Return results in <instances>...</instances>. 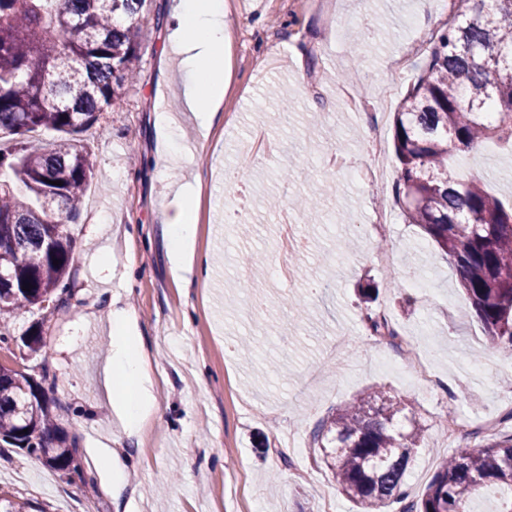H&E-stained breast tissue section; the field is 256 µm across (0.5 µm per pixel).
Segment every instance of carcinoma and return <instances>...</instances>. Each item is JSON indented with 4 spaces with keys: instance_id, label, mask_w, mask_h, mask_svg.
Here are the masks:
<instances>
[{
    "instance_id": "obj_1",
    "label": "carcinoma",
    "mask_w": 512,
    "mask_h": 512,
    "mask_svg": "<svg viewBox=\"0 0 512 512\" xmlns=\"http://www.w3.org/2000/svg\"><path fill=\"white\" fill-rule=\"evenodd\" d=\"M454 21L408 86L394 125L398 198L449 260L489 346L512 359V206L451 168L487 140L512 149V0H455ZM146 0H0V343L9 319L68 292L81 200L94 178L83 134L138 79ZM43 130L42 143L29 133ZM63 185L57 186L55 182ZM59 264H53V260ZM33 285L28 291L25 284ZM0 365V448H19L58 473L76 440L55 422L54 397ZM402 403L363 392L314 432L320 459L362 512H472L488 485L512 490V434L459 449L421 498L401 490L423 429L398 422ZM0 512H47L0 491Z\"/></svg>"
}]
</instances>
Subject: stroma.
<instances>
[{
  "label": "stroma",
  "instance_id": "1",
  "mask_svg": "<svg viewBox=\"0 0 512 512\" xmlns=\"http://www.w3.org/2000/svg\"><path fill=\"white\" fill-rule=\"evenodd\" d=\"M176 0H147L159 26L140 36V76L84 134L96 176L71 225L74 261L64 308L32 309L10 319L12 340L0 363L48 365L57 377L58 424L79 439L78 482L70 483L21 450L0 459V490L42 503L48 512H361L314 451L321 421L372 388L411 404L425 439L407 470L405 488L419 497L439 463L456 452L439 427L444 412L473 421L512 405V362L487 348L454 268L416 226L395 196L393 145L399 99L383 100L389 84L407 89L424 59L412 56L418 35L440 33L453 0H224L231 78L223 119L208 136L180 110L185 75L168 38ZM375 29L369 41L352 30ZM304 85H297V76ZM275 85L287 101L266 98ZM363 105L348 108L345 91ZM171 111L181 125L169 143L154 127ZM383 144L389 181L367 178L373 140ZM285 145L259 157V144ZM196 146L184 166L180 144ZM341 154L346 171L326 168ZM240 179L225 185L224 172ZM456 172L512 202V151L462 154ZM202 179L194 249L207 267L185 280L168 259L163 214L169 179ZM320 197L306 219L288 209L295 196ZM388 205L392 220L375 221ZM242 218L228 221L225 208ZM305 237L298 275L283 256L287 224ZM112 264L103 267V253ZM390 256L391 265L377 260ZM427 281L416 292L404 269ZM133 311L131 332L151 357L158 409L134 435L114 422L99 377L112 312ZM386 312L408 336L397 349L370 336L366 311ZM43 322V345L22 339ZM252 344L244 359L237 343ZM482 353L472 362L470 351ZM425 363L445 393L429 394L416 371ZM118 456L129 483L114 495L100 459Z\"/></svg>",
  "mask_w": 512,
  "mask_h": 512
}]
</instances>
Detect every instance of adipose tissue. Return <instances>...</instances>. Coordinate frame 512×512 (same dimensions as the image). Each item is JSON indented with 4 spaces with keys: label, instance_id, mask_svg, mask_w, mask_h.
Listing matches in <instances>:
<instances>
[{
    "label": "adipose tissue",
    "instance_id": "ef3b65f1",
    "mask_svg": "<svg viewBox=\"0 0 512 512\" xmlns=\"http://www.w3.org/2000/svg\"><path fill=\"white\" fill-rule=\"evenodd\" d=\"M174 18L173 44L200 74L199 79L184 86L182 106L199 127L208 130L218 121L224 99L228 40L224 0H179ZM198 209V195L183 194L163 217L170 259L186 272L193 266L185 261L184 246L195 234ZM132 320L128 309L113 312L110 351L101 370L107 400L130 434L139 432L156 409L147 386L148 357L142 344L128 334Z\"/></svg>",
    "mask_w": 512,
    "mask_h": 512
}]
</instances>
